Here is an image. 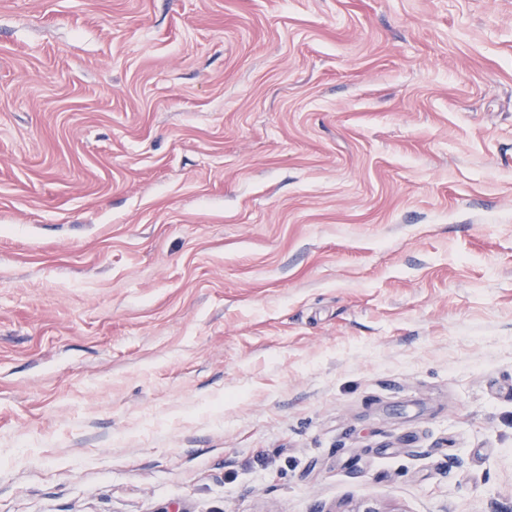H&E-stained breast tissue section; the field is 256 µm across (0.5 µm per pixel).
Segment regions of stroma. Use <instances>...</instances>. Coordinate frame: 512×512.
<instances>
[{"label": "stroma", "instance_id": "35a3bbf8", "mask_svg": "<svg viewBox=\"0 0 512 512\" xmlns=\"http://www.w3.org/2000/svg\"><path fill=\"white\" fill-rule=\"evenodd\" d=\"M512 512V0H0V512Z\"/></svg>", "mask_w": 512, "mask_h": 512}]
</instances>
